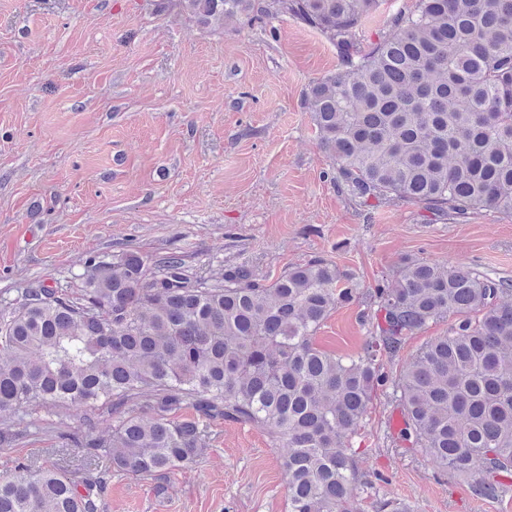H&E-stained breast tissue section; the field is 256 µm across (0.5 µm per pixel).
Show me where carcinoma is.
Here are the masks:
<instances>
[{"instance_id": "carcinoma-1", "label": "carcinoma", "mask_w": 512, "mask_h": 512, "mask_svg": "<svg viewBox=\"0 0 512 512\" xmlns=\"http://www.w3.org/2000/svg\"><path fill=\"white\" fill-rule=\"evenodd\" d=\"M203 25L288 15L336 46L341 66L306 105L336 185L361 207L402 201L458 222L512 217V0H416L368 48L378 0H177ZM69 290L43 283L0 309V416L110 404L112 431L80 443L82 482L21 463L0 480V512H98L105 476L160 477L195 463L209 423L269 430L286 449L290 512H364L369 449L353 439L379 389L401 409L400 438L436 472L494 497L512 478V280L404 257L369 293L362 353L315 343L333 310L360 299L355 275L317 257L272 281L246 264L210 276L183 256L134 249L82 261ZM448 321L399 375L384 371L415 332ZM187 408L191 418H178Z\"/></svg>"}]
</instances>
